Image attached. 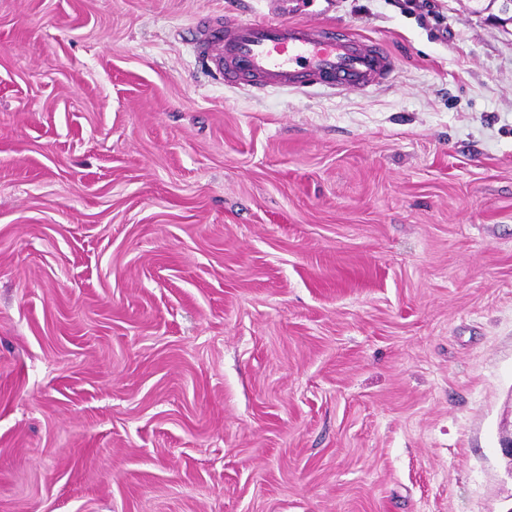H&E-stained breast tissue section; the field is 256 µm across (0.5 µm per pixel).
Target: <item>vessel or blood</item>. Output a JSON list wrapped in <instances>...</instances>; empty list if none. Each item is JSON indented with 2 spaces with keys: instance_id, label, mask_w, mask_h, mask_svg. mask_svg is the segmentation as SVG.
<instances>
[{
  "instance_id": "b4317fda",
  "label": "vessel or blood",
  "mask_w": 512,
  "mask_h": 512,
  "mask_svg": "<svg viewBox=\"0 0 512 512\" xmlns=\"http://www.w3.org/2000/svg\"><path fill=\"white\" fill-rule=\"evenodd\" d=\"M197 54L225 85L258 93L313 86L364 92L384 86L396 71L385 45L342 27L289 19L284 9L260 19L206 22Z\"/></svg>"
}]
</instances>
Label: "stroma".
I'll use <instances>...</instances> for the list:
<instances>
[{
	"label": "stroma",
	"mask_w": 512,
	"mask_h": 512,
	"mask_svg": "<svg viewBox=\"0 0 512 512\" xmlns=\"http://www.w3.org/2000/svg\"><path fill=\"white\" fill-rule=\"evenodd\" d=\"M269 0H0V512H512V31L288 0L387 86L225 87Z\"/></svg>",
	"instance_id": "35a3bbf8"
}]
</instances>
